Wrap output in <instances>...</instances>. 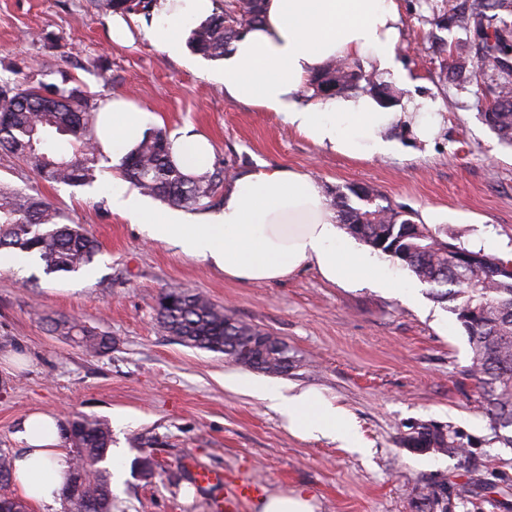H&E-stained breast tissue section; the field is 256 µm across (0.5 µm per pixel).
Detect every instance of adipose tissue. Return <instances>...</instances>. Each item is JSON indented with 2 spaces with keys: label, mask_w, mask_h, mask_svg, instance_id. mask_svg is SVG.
<instances>
[{
  "label": "adipose tissue",
  "mask_w": 512,
  "mask_h": 512,
  "mask_svg": "<svg viewBox=\"0 0 512 512\" xmlns=\"http://www.w3.org/2000/svg\"><path fill=\"white\" fill-rule=\"evenodd\" d=\"M212 0H158L146 36L170 56L181 57L194 20L210 15ZM260 20L227 47L222 61L224 94L264 108L317 147L348 158L397 155L394 125L414 127L431 141L442 117L430 102L412 99L402 112H389L368 94L325 96L308 92L312 79L333 59H365L377 77L397 73L395 47L402 17L397 0H261ZM156 117L133 102L115 99L97 115V134L113 169L142 140ZM173 162L189 173L209 170L213 147L192 126L170 137ZM113 212L140 226L147 237L202 260L243 283H271L315 264L332 282L396 289V282L340 231L318 182L285 166L262 167L236 177L221 209L201 215L177 209L158 212L127 182L113 178ZM232 387L265 402L288 431L300 438H329L359 447L342 411L317 389L287 395L281 386L237 377ZM16 437L13 482L36 505H60L69 468L61 425L46 412L25 417Z\"/></svg>",
  "instance_id": "ef3b65f1"
}]
</instances>
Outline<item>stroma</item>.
<instances>
[{"label":"stroma","mask_w":512,"mask_h":512,"mask_svg":"<svg viewBox=\"0 0 512 512\" xmlns=\"http://www.w3.org/2000/svg\"><path fill=\"white\" fill-rule=\"evenodd\" d=\"M455 2L399 0L404 32L396 54L407 78L390 80V109L404 111V98L415 95L443 116L428 148L409 125L393 127L406 150L400 158L352 159L316 147L272 113L225 98L218 61L189 48L183 60L171 59L145 36L151 16L124 14L127 34L114 41L113 13L97 0H0V82L64 87L94 107L130 99L153 112L163 131L191 125L209 138L212 167L225 182L285 165L314 177L330 201L337 191L365 187L416 216L434 210L449 242L511 260L512 147L484 120L486 85L448 76L457 46L473 39L437 23ZM100 167L93 185L49 184L0 151L1 183L35 187L102 250L90 279L0 268V448H18L17 425L33 411L63 423L79 414L125 415L126 426L112 430L125 477L112 512H217L227 491L197 485V467L253 478L269 493L304 490L315 512H423L417 486L444 482L476 491L454 512H512V448L482 415L468 337L447 303L409 270L387 267L410 288L407 296L334 283L312 265L280 281L242 283L113 213L111 159ZM173 289L203 293L283 340L294 364L277 384L289 393L319 389L355 425L360 447L294 436L264 402L225 386L243 367L159 329V297ZM50 317L107 333L112 351L86 354L49 332ZM421 423L456 429L470 442L465 454L404 448L403 435ZM145 457L156 464L149 481L134 468Z\"/></svg>","instance_id":"1"}]
</instances>
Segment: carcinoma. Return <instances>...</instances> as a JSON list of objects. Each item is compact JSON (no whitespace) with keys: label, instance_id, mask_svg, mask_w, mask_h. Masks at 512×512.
<instances>
[{"label":"carcinoma","instance_id":"1","mask_svg":"<svg viewBox=\"0 0 512 512\" xmlns=\"http://www.w3.org/2000/svg\"><path fill=\"white\" fill-rule=\"evenodd\" d=\"M153 0H106L112 11L151 10ZM239 19L228 24L216 14L193 26L188 44L205 58L221 60L224 49L246 27L259 21L260 0H238ZM451 24L480 36L476 47L457 48V74L467 70L469 54L477 56L475 76L492 82L486 123L499 140L512 147V0H467L450 16ZM317 93L341 94L349 89L390 99L357 61L336 62L312 82ZM0 150L25 161L48 183L91 185L97 180L101 146L95 128L97 112L86 101L61 90L46 94L33 88L0 85ZM123 176L140 191L186 208L205 207L223 182L222 172L199 175L182 172L170 155L162 130L145 134L126 157ZM358 200L352 204L351 198ZM364 187L336 191V212L347 230L376 252L408 269L432 295L449 302V310L465 330L472 350L469 375L476 382L481 406L497 438L512 446V280L494 274L500 258L481 254L480 263L463 266L452 252L466 248L445 239L440 227L418 224L414 213L376 202ZM12 248L38 257L43 273H78L100 253L98 240L80 224H65L61 213L45 197L27 187L0 184V249ZM157 324L182 345L220 352L243 368L282 375L291 367L286 344L270 333L236 318L208 296L189 289L170 290L160 297ZM50 331L66 336L89 354L112 350V337L75 318L49 320ZM73 447L61 496L64 512H112L109 472L100 466L112 445L109 424L96 416L78 415L67 422ZM459 434L421 424L402 437L405 448H428L457 454ZM14 456L0 448V488L10 483ZM470 485L424 486L419 497L429 512H448L450 499L467 500ZM0 512H28L27 504L0 494Z\"/></svg>","mask_w":512,"mask_h":512}]
</instances>
